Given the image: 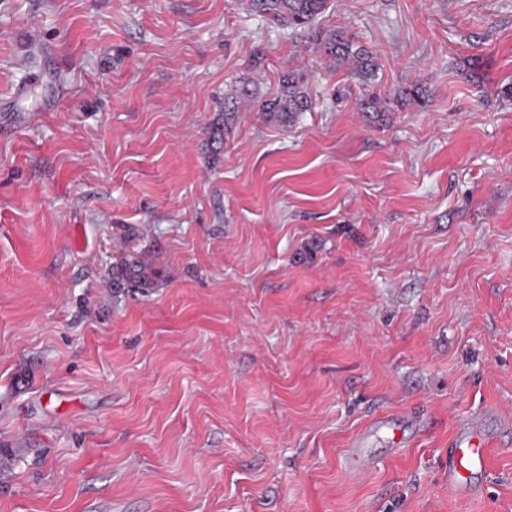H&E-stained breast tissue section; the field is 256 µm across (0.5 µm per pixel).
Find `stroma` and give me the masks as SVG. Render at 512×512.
Masks as SVG:
<instances>
[{"instance_id": "35a3bbf8", "label": "stroma", "mask_w": 512, "mask_h": 512, "mask_svg": "<svg viewBox=\"0 0 512 512\" xmlns=\"http://www.w3.org/2000/svg\"><path fill=\"white\" fill-rule=\"evenodd\" d=\"M290 74L311 107L267 122ZM124 252L153 287L113 293ZM479 412L485 487L452 500ZM387 413L411 442L350 468ZM505 415L512 0H329L295 31L251 0H0V512H512ZM353 38L345 31L335 30L331 32L322 48L326 55L337 63L352 62V74H366L368 71V59L362 57L360 49L353 51ZM237 117L236 107L227 100L224 103V117L218 118L209 127V138L212 143L214 155L219 154L224 145V135L230 132V129ZM480 417L469 418L458 426L448 448V497L457 498L480 490L470 477L486 468L490 438L484 433Z\"/></svg>"}]
</instances>
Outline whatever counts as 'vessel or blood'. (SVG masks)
Instances as JSON below:
<instances>
[{
  "label": "vessel or blood",
  "mask_w": 512,
  "mask_h": 512,
  "mask_svg": "<svg viewBox=\"0 0 512 512\" xmlns=\"http://www.w3.org/2000/svg\"><path fill=\"white\" fill-rule=\"evenodd\" d=\"M489 437L484 433L480 418H469L458 426L448 450V495L452 498L475 494L470 478L486 468Z\"/></svg>",
  "instance_id": "1"
}]
</instances>
